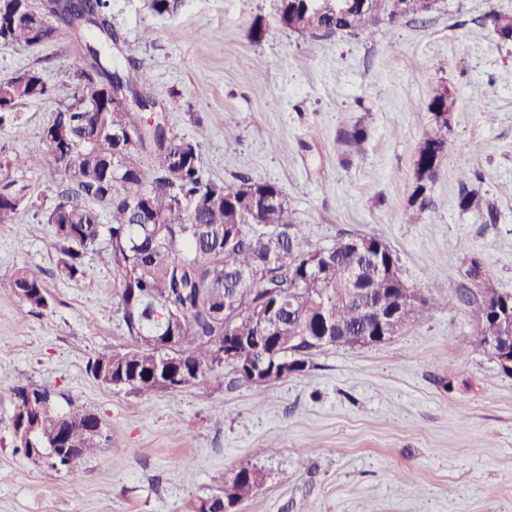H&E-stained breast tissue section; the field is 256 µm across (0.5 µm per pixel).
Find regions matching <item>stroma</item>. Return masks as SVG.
Returning a JSON list of instances; mask_svg holds the SVG:
<instances>
[{
  "label": "stroma",
  "instance_id": "35a3bbf8",
  "mask_svg": "<svg viewBox=\"0 0 512 512\" xmlns=\"http://www.w3.org/2000/svg\"><path fill=\"white\" fill-rule=\"evenodd\" d=\"M279 5L182 0L159 14L150 0H109L121 37L112 57L149 72L146 92L170 132L206 129L207 178L277 183L309 246L377 237L405 283L446 306L382 343L325 348L304 371L263 385L220 371L201 389H112L86 364L128 341L113 275L90 251L80 277L57 276L43 216L63 172H12L26 198L0 223V280L28 267L51 302L34 313L0 295V371L51 387L59 407L84 404L107 440L74 475L33 462L16 449L14 397L0 384V512H187L244 467L264 482L240 512H512V372L479 345L458 297L475 260L512 294V44L487 20L512 14V0H441L426 20L372 40L284 29ZM84 44L65 31L34 47L0 43V77L35 67L57 90L0 125V155L39 149L51 112L75 90L70 63ZM443 85L455 96L448 155L427 209L412 212L414 155ZM228 115L239 134L229 145ZM356 125L364 140L339 143L338 131ZM462 172L496 221L459 209Z\"/></svg>",
  "mask_w": 512,
  "mask_h": 512
}]
</instances>
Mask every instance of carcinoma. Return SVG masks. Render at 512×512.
Masks as SVG:
<instances>
[{"instance_id":"obj_1","label":"carcinoma","mask_w":512,"mask_h":512,"mask_svg":"<svg viewBox=\"0 0 512 512\" xmlns=\"http://www.w3.org/2000/svg\"><path fill=\"white\" fill-rule=\"evenodd\" d=\"M279 23L318 38L342 33L374 36L392 31L408 17L430 15L423 0H345L332 9L326 0H280ZM31 0H0V42L29 47L46 40L45 31L80 34L97 32L75 58L77 85L73 102L52 113L43 128L38 153L0 159V172L31 169L46 162L64 165L71 174L58 187V201L47 217L54 227L60 258L57 274L73 280L82 273L84 254L97 249L112 269L118 288V309L133 345L106 348L91 358L86 371L112 387L143 394L169 390L158 365H174L187 387L206 384L207 375L224 367L225 330L233 327L241 358L269 367L289 359L302 371L307 358L322 350L313 342L320 335L326 312L351 336L371 335L372 323L361 304L344 296L360 288L373 303L389 300L394 285L377 274L378 264H397L393 251L379 239L363 254L336 249V244L310 249L303 245L300 225L275 183L241 177L224 186L205 177L201 142L178 137L159 127L143 135L134 113L112 95V80L145 88L149 75L134 62L128 69L112 66L111 44L118 41L108 19L107 0H46L36 9L47 30L20 20L34 9ZM494 32L512 42V14L488 16ZM29 79L15 84L0 79V123L18 104L52 95L40 71L28 69ZM455 99L436 91L428 109L433 125L416 148L409 207L426 208L428 193L448 152V117ZM66 126L67 141H56ZM151 154L147 168L143 155ZM458 206L479 210L483 198L467 188L461 175ZM7 182L0 188V223L20 206V192ZM109 222H102V212ZM10 294L32 310L48 306L41 276L24 267L8 284ZM459 298L482 328L493 325L485 295ZM445 298L404 299L397 330L441 307ZM278 306V321L262 328L252 313ZM175 311V320L162 322L155 311ZM15 409H26L36 420L32 440L51 448L66 429L82 456L107 441L97 420L83 406L68 403L57 420L58 397L49 386L17 383L11 387ZM257 470L242 468L224 486L197 498L191 512H225L224 502L238 506L260 488Z\"/></svg>"}]
</instances>
